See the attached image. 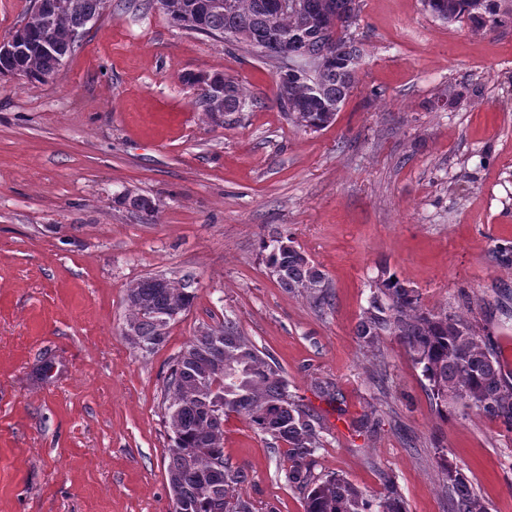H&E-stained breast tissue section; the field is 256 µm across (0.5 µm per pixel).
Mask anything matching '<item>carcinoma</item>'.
Returning <instances> with one entry per match:
<instances>
[{"label":"carcinoma","mask_w":512,"mask_h":512,"mask_svg":"<svg viewBox=\"0 0 512 512\" xmlns=\"http://www.w3.org/2000/svg\"><path fill=\"white\" fill-rule=\"evenodd\" d=\"M63 8L45 0L44 14L30 11L22 24L25 36L38 43L46 34L57 44L54 56L33 47L18 60L0 61V75L22 72L30 82L51 79L76 51L72 38L86 19L99 16L106 0H70ZM204 0H162L161 11L188 32L220 36L231 45L253 49L284 44L309 60V67L277 72V100L291 123L318 131L334 121L355 83L362 50L348 36L360 13V0H306L307 11L274 12L272 0H224V9L202 14ZM434 18L450 23L464 17L479 26L497 23V0H422ZM223 79L224 96L197 97L208 122L214 113H234L253 102L245 88ZM263 261L279 287L305 295L321 306L328 300L322 269L279 236L262 244ZM369 307L356 325L360 345L373 349L381 336L395 337L421 369L437 413L448 406L474 408L499 420L512 432V372L506 369L497 340L476 321L423 307L418 291L392 275L371 285ZM196 298L192 281L148 276L126 294L125 327L131 343L146 353L163 346L173 319L162 314L189 310ZM237 416L254 432L285 448L288 483L303 494L305 512H406L398 487L386 479L372 497L336 474L315 472V453L322 445L321 425L313 408L289 391L287 379L264 351L243 336L230 319L199 329L174 357L164 388L165 423L169 428L166 475L170 493L186 503L184 512H254L251 500L237 491L242 472L224 459V419ZM455 495L454 512H487L484 501L456 467L445 468Z\"/></svg>","instance_id":"1"}]
</instances>
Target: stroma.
<instances>
[{
  "label": "stroma",
  "mask_w": 512,
  "mask_h": 512,
  "mask_svg": "<svg viewBox=\"0 0 512 512\" xmlns=\"http://www.w3.org/2000/svg\"><path fill=\"white\" fill-rule=\"evenodd\" d=\"M364 57L334 122L295 128L255 50L108 0L47 82L0 78V512H170L163 419L172 358L224 319L270 353L323 423L318 470L406 512H451L443 466L488 512H512V433L458 406L439 415L392 336L355 326L388 272L424 307L486 326L512 366V19L445 23L421 0H361ZM224 72L252 105L208 123L187 73ZM150 199L154 216L132 208ZM292 238L330 302L280 288L262 240ZM191 278L163 347L123 335L126 291ZM332 382L335 400L320 398ZM258 512H304L271 439L224 423Z\"/></svg>",
  "instance_id": "35a3bbf8"
}]
</instances>
